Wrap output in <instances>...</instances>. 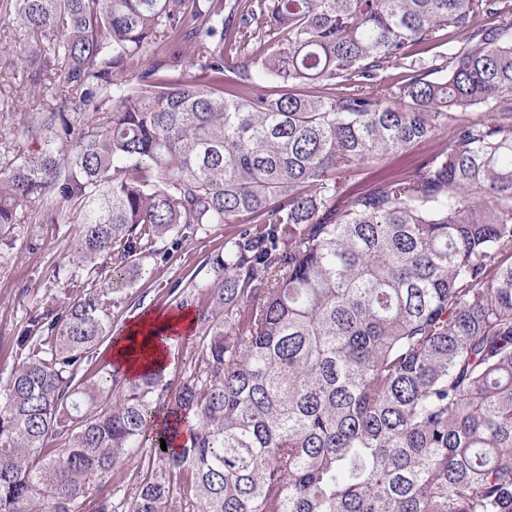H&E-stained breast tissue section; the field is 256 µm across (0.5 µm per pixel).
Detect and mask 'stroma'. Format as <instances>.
<instances>
[{
  "label": "stroma",
  "mask_w": 512,
  "mask_h": 512,
  "mask_svg": "<svg viewBox=\"0 0 512 512\" xmlns=\"http://www.w3.org/2000/svg\"><path fill=\"white\" fill-rule=\"evenodd\" d=\"M33 38L24 30L0 23V99L13 112L28 108L24 95L13 94L10 59L26 51ZM80 229L76 220L51 223L36 218L15 225L0 238V384L17 366L16 340L30 320L48 307H62L84 294L93 281L110 278V270L90 274L73 256ZM240 231L236 224H212L187 234L169 249L165 259L141 261V277L109 296L112 331L120 333L141 314L154 309H197L203 302L194 284L210 276L214 258L223 254L224 242Z\"/></svg>",
  "instance_id": "35a3bbf8"
}]
</instances>
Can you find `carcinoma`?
Returning <instances> with one entry per match:
<instances>
[{"instance_id":"obj_1","label":"carcinoma","mask_w":512,"mask_h":512,"mask_svg":"<svg viewBox=\"0 0 512 512\" xmlns=\"http://www.w3.org/2000/svg\"><path fill=\"white\" fill-rule=\"evenodd\" d=\"M0 19L34 37L0 236L64 209L75 259L112 266L20 336L0 512H116L88 489L146 448L130 512H512V0H0ZM448 126L410 172L342 179ZM242 218L195 283L178 382L78 376L139 259ZM161 410L189 441L156 446Z\"/></svg>"}]
</instances>
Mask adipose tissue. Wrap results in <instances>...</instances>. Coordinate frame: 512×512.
Returning a JSON list of instances; mask_svg holds the SVG:
<instances>
[{
    "mask_svg": "<svg viewBox=\"0 0 512 512\" xmlns=\"http://www.w3.org/2000/svg\"><path fill=\"white\" fill-rule=\"evenodd\" d=\"M193 325V314L185 309L145 313L114 338L111 352L114 370L134 377L145 371L167 368L176 343Z\"/></svg>",
    "mask_w": 512,
    "mask_h": 512,
    "instance_id": "adipose-tissue-1",
    "label": "adipose tissue"
}]
</instances>
